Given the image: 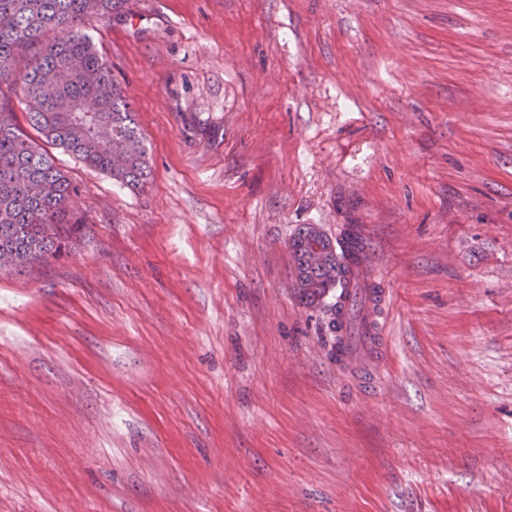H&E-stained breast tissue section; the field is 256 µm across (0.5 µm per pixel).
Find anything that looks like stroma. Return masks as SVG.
Here are the masks:
<instances>
[{"instance_id":"stroma-1","label":"stroma","mask_w":512,"mask_h":512,"mask_svg":"<svg viewBox=\"0 0 512 512\" xmlns=\"http://www.w3.org/2000/svg\"><path fill=\"white\" fill-rule=\"evenodd\" d=\"M139 189L0 274V512H512V0H132ZM357 225L381 349L288 240ZM385 373L370 385L367 371ZM315 228L313 224L301 225L289 238L288 249L293 260V268L296 277V290L301 301L313 305L321 303L335 288H340L338 300L331 309L329 330L331 336L330 354L336 361H342L349 357L352 350L351 314L358 301L355 297L351 300L348 321L345 323L341 309V302L348 300L347 288L353 277H358L360 266L358 253L364 251L361 239L356 234H348L338 244L340 252L332 253V256L323 266H313L309 260L310 239L314 238Z\"/></svg>"}]
</instances>
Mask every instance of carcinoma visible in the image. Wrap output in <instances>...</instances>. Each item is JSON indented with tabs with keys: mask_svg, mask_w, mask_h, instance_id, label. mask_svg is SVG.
I'll list each match as a JSON object with an SVG mask.
<instances>
[{
	"mask_svg": "<svg viewBox=\"0 0 512 512\" xmlns=\"http://www.w3.org/2000/svg\"><path fill=\"white\" fill-rule=\"evenodd\" d=\"M130 0H0V272L28 273L59 260L88 232L75 203L77 187L56 164L51 146L128 188L144 186L152 169L135 113L89 20L124 16ZM25 103L22 126L10 107ZM315 226L288 239L301 301L320 303L340 289L329 330L338 361L352 350L351 322L341 301L358 277L361 239L348 234L322 266L308 260Z\"/></svg>",
	"mask_w": 512,
	"mask_h": 512,
	"instance_id": "carcinoma-1",
	"label": "carcinoma"
}]
</instances>
